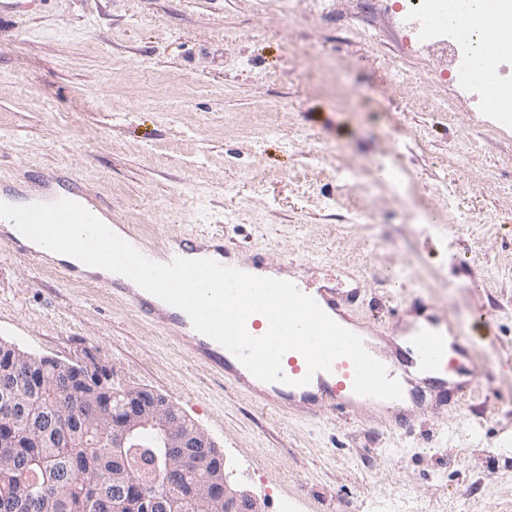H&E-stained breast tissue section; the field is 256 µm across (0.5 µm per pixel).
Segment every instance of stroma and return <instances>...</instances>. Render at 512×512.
<instances>
[{
  "label": "stroma",
  "instance_id": "35a3bbf8",
  "mask_svg": "<svg viewBox=\"0 0 512 512\" xmlns=\"http://www.w3.org/2000/svg\"><path fill=\"white\" fill-rule=\"evenodd\" d=\"M395 0H36L0 27V176L74 170L112 222L223 239L455 323L474 390L396 430L267 411L161 324L0 244V338L178 405L262 512H512V124L411 43ZM393 165L400 187L380 180Z\"/></svg>",
  "mask_w": 512,
  "mask_h": 512
}]
</instances>
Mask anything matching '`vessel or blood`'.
<instances>
[{"label":"vessel or blood","mask_w":512,"mask_h":512,"mask_svg":"<svg viewBox=\"0 0 512 512\" xmlns=\"http://www.w3.org/2000/svg\"><path fill=\"white\" fill-rule=\"evenodd\" d=\"M63 198L91 201L94 209L101 213L108 209L103 196L90 192L73 171L62 175L41 173L23 184L11 178H0V202L50 203ZM0 243L35 262L49 260L40 245L19 231L0 234ZM223 252V242L183 235L165 243L160 254L170 261L177 257L203 259ZM102 284L112 294L130 301L143 317L161 323L170 337L184 343L194 358L211 366L235 389L246 393L258 404L285 414L302 413L315 418L331 411L350 417L366 409L376 423L407 428L421 412L416 404L418 385L434 386L435 397L441 402L451 395L464 396L473 386L467 365L468 349L452 329L442 328L433 321L426 322L406 336V348L398 350L396 357H389L385 352L387 337L356 317L352 310L351 304L357 296L353 288L340 292L325 286L313 288L301 280L296 283L297 288L311 296L334 321L363 339L369 353L385 365L389 377L401 383L403 397L400 400L356 395L353 391L354 367L345 357L336 359L331 371L311 375L302 354L290 351L282 363L286 382L260 381L230 351L196 331L183 310L150 293L137 291L132 288L129 278L117 273L104 278Z\"/></svg>","instance_id":"b4317fda"}]
</instances>
